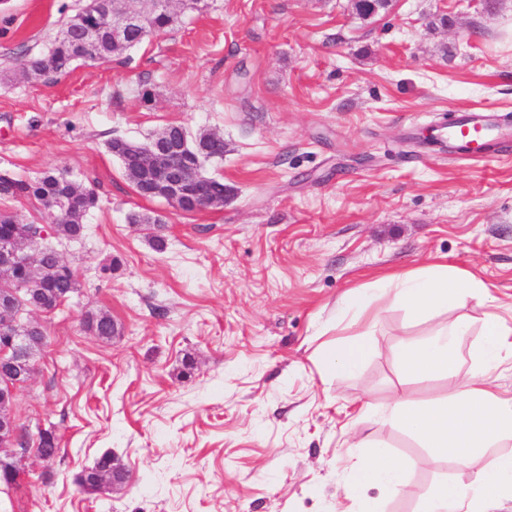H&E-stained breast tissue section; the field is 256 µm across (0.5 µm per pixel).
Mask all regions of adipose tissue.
Listing matches in <instances>:
<instances>
[{"label": "adipose tissue", "instance_id": "1", "mask_svg": "<svg viewBox=\"0 0 512 512\" xmlns=\"http://www.w3.org/2000/svg\"><path fill=\"white\" fill-rule=\"evenodd\" d=\"M482 295L492 309L483 324L480 372L462 377L456 370L454 349L468 335L470 324L455 318L440 327L434 339L409 350L403 361L411 375L453 379V392L424 407L396 399L386 415L387 420L400 422L417 435L434 457L451 459L462 468L477 458L485 460L480 480L440 484L427 495L422 512H506L512 504V454L487 458L482 455L484 449L512 440V398L500 397L490 387L491 375L503 362L512 360V321L495 311L496 299L487 296L481 280L444 267L403 277L387 298L379 293L360 292L345 299L347 308L362 313L398 307L417 318L432 309L452 308L464 297ZM346 483L354 512H384L382 500L362 495V488L381 486L401 491L406 485V469L393 457L373 452L350 469Z\"/></svg>", "mask_w": 512, "mask_h": 512}]
</instances>
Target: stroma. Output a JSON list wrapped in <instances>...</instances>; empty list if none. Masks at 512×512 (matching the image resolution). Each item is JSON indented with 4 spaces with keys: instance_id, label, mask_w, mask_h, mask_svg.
<instances>
[{
    "instance_id": "stroma-1",
    "label": "stroma",
    "mask_w": 512,
    "mask_h": 512,
    "mask_svg": "<svg viewBox=\"0 0 512 512\" xmlns=\"http://www.w3.org/2000/svg\"><path fill=\"white\" fill-rule=\"evenodd\" d=\"M84 3L0 6V170L65 172L98 195L82 237L47 239L78 293L25 314L46 342L14 412L60 451L49 463L28 451L0 512H351L356 438L407 466L405 491L366 489L385 512H421L441 481L479 478L482 460L435 459L383 413L397 395L452 392L402 367L447 319L469 320L456 363L478 371L485 306L370 320L340 301L445 264L512 319V150L462 159L442 137L465 109L512 132V0H392L369 19L351 0H206L110 61L24 73ZM171 125L223 135V158L203 165L224 181L223 207L143 197L107 149ZM90 311L111 314L112 340L84 329ZM364 331V363L323 376L322 349ZM107 450L129 484L83 492L77 476Z\"/></svg>"
}]
</instances>
